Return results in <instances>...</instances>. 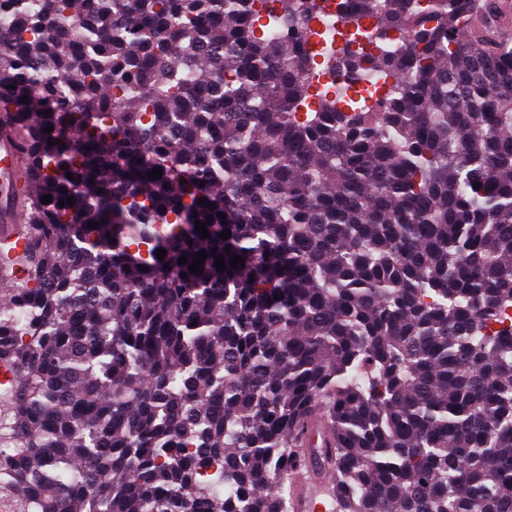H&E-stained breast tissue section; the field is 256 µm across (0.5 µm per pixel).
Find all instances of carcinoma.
Returning a JSON list of instances; mask_svg holds the SVG:
<instances>
[{"mask_svg":"<svg viewBox=\"0 0 512 512\" xmlns=\"http://www.w3.org/2000/svg\"><path fill=\"white\" fill-rule=\"evenodd\" d=\"M501 11L0 0L29 146L23 285L0 258L17 512H305L301 477L333 512H512ZM371 74L388 94L353 98Z\"/></svg>","mask_w":512,"mask_h":512,"instance_id":"carcinoma-1","label":"carcinoma"}]
</instances>
